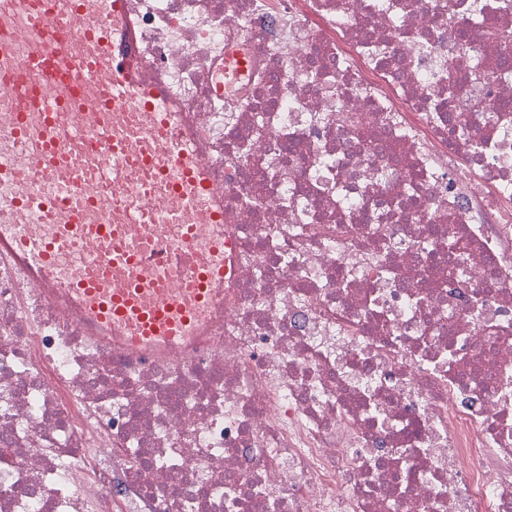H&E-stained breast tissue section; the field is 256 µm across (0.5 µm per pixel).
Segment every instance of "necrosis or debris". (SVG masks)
Segmentation results:
<instances>
[{
  "label": "necrosis or debris",
  "instance_id": "necrosis-or-debris-1",
  "mask_svg": "<svg viewBox=\"0 0 512 512\" xmlns=\"http://www.w3.org/2000/svg\"><path fill=\"white\" fill-rule=\"evenodd\" d=\"M232 243L137 358L0 254V512H512V0H133Z\"/></svg>",
  "mask_w": 512,
  "mask_h": 512
}]
</instances>
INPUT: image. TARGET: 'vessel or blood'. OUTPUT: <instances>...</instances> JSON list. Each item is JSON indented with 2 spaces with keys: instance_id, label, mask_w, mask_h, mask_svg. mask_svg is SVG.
I'll use <instances>...</instances> for the list:
<instances>
[{
  "instance_id": "b4317fda",
  "label": "vessel or blood",
  "mask_w": 512,
  "mask_h": 512,
  "mask_svg": "<svg viewBox=\"0 0 512 512\" xmlns=\"http://www.w3.org/2000/svg\"><path fill=\"white\" fill-rule=\"evenodd\" d=\"M138 42L130 0H0V248L49 282L80 256L69 299L134 355L201 335L226 273L224 189ZM197 215L213 227L204 247ZM146 224L174 235L144 239Z\"/></svg>"
}]
</instances>
